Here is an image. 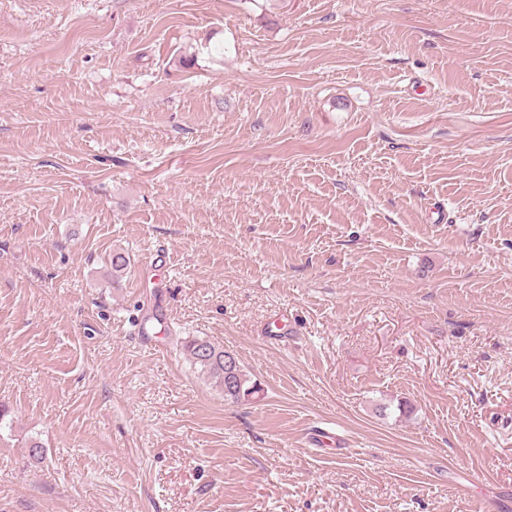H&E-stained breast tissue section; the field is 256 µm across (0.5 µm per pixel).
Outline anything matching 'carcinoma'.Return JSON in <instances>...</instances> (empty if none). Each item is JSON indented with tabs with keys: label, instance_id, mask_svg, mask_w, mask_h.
<instances>
[{
	"label": "carcinoma",
	"instance_id": "carcinoma-1",
	"mask_svg": "<svg viewBox=\"0 0 512 512\" xmlns=\"http://www.w3.org/2000/svg\"><path fill=\"white\" fill-rule=\"evenodd\" d=\"M183 349L194 368L211 380L224 392V398L233 401H252L258 398L261 388L251 381L242 365H237V377L233 388H226L224 369V347L208 340L193 339L183 345Z\"/></svg>",
	"mask_w": 512,
	"mask_h": 512
}]
</instances>
